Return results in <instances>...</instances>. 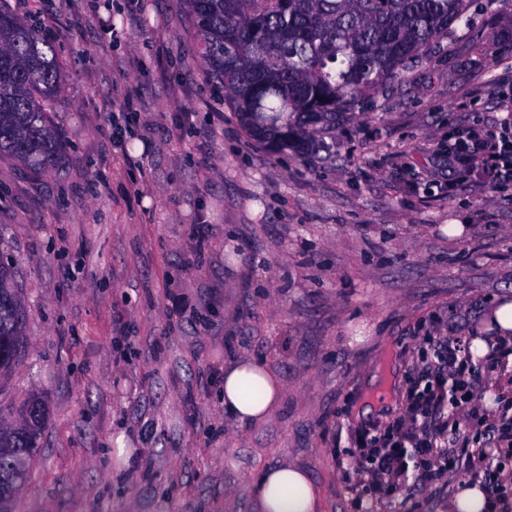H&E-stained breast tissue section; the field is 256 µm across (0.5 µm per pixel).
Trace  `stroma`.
<instances>
[{
    "mask_svg": "<svg viewBox=\"0 0 512 512\" xmlns=\"http://www.w3.org/2000/svg\"><path fill=\"white\" fill-rule=\"evenodd\" d=\"M7 5L59 52L65 140L46 173L0 158L24 318L0 415L35 394L49 408L16 512H259L252 481L282 463L319 512H448L481 451L512 504V457L472 418L498 421L512 384L482 357L479 400L448 411L456 472L384 495L349 467L356 436L387 435L423 389L435 341L491 337L512 296V180L448 165L457 130L512 114V0H472L304 157L246 134L187 0ZM243 358L282 383L255 425L224 411L222 372ZM374 375L393 386L368 413Z\"/></svg>",
    "mask_w": 512,
    "mask_h": 512,
    "instance_id": "1",
    "label": "stroma"
}]
</instances>
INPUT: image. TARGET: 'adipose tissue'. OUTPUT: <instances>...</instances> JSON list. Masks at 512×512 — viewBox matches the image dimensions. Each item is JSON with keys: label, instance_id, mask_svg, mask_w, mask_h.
<instances>
[{"label": "adipose tissue", "instance_id": "obj_1", "mask_svg": "<svg viewBox=\"0 0 512 512\" xmlns=\"http://www.w3.org/2000/svg\"><path fill=\"white\" fill-rule=\"evenodd\" d=\"M282 386L263 364L241 360L224 372V410L238 421H265L281 398ZM261 512H318L317 491L301 468L282 464L263 470L252 482Z\"/></svg>", "mask_w": 512, "mask_h": 512}]
</instances>
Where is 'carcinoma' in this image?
<instances>
[{
	"instance_id": "obj_1",
	"label": "carcinoma",
	"mask_w": 512,
	"mask_h": 512,
	"mask_svg": "<svg viewBox=\"0 0 512 512\" xmlns=\"http://www.w3.org/2000/svg\"><path fill=\"white\" fill-rule=\"evenodd\" d=\"M199 56L247 135L305 154L317 128L336 125L387 79L399 78L432 42L467 22L470 0H188ZM53 42L0 0V157L34 173L55 166L63 137L46 104L58 94ZM23 308L11 260L0 256V370L22 351ZM21 428H0V448L33 458L47 410L31 398ZM27 475L0 454V512Z\"/></svg>"
}]
</instances>
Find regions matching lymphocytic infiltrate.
<instances>
[{
	"label": "lymphocytic infiltrate",
	"mask_w": 512,
	"mask_h": 512,
	"mask_svg": "<svg viewBox=\"0 0 512 512\" xmlns=\"http://www.w3.org/2000/svg\"><path fill=\"white\" fill-rule=\"evenodd\" d=\"M452 162L480 167L486 183L497 185L512 177V127L492 123L458 131L448 148ZM476 371L461 342L438 341L436 364L428 371L423 390L413 391L403 418L370 447L366 438L356 442L353 469L366 474L376 487L399 489L406 484L424 488L451 470L453 457L440 450L448 419V384L456 382L459 402L473 398Z\"/></svg>",
	"instance_id": "1"
}]
</instances>
